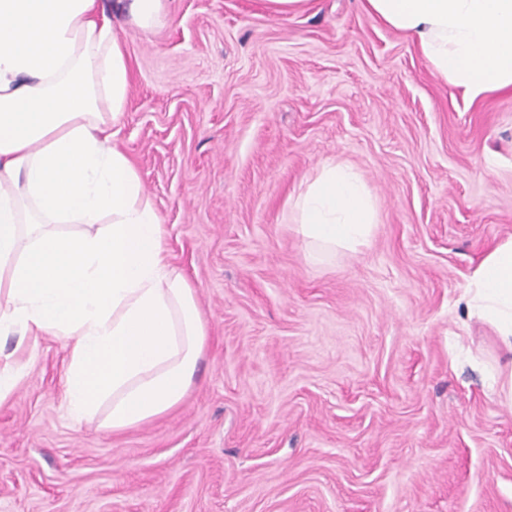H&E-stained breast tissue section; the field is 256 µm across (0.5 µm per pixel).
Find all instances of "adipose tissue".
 <instances>
[{
    "mask_svg": "<svg viewBox=\"0 0 512 512\" xmlns=\"http://www.w3.org/2000/svg\"><path fill=\"white\" fill-rule=\"evenodd\" d=\"M132 27L167 0H119ZM431 70L476 100L512 90V0H366ZM131 67L100 0H0V333L70 341L64 403L118 434L185 399L208 344L194 285L165 259L160 217L112 143ZM313 259L370 241L377 216L351 167L324 163L292 203ZM469 317L512 354V237L472 271Z\"/></svg>",
    "mask_w": 512,
    "mask_h": 512,
    "instance_id": "adipose-tissue-1",
    "label": "adipose tissue"
}]
</instances>
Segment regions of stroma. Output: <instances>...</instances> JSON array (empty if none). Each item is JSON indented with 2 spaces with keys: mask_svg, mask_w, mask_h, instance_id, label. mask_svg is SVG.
I'll list each match as a JSON object with an SVG mask.
<instances>
[{
  "mask_svg": "<svg viewBox=\"0 0 512 512\" xmlns=\"http://www.w3.org/2000/svg\"><path fill=\"white\" fill-rule=\"evenodd\" d=\"M114 142L196 287L209 344L180 408L72 424L65 339L0 335V512H512L511 357L462 295L512 236V90L469 101L365 0H170L130 31ZM377 204L357 251L307 257L291 204L322 163Z\"/></svg>",
  "mask_w": 512,
  "mask_h": 512,
  "instance_id": "1",
  "label": "stroma"
}]
</instances>
